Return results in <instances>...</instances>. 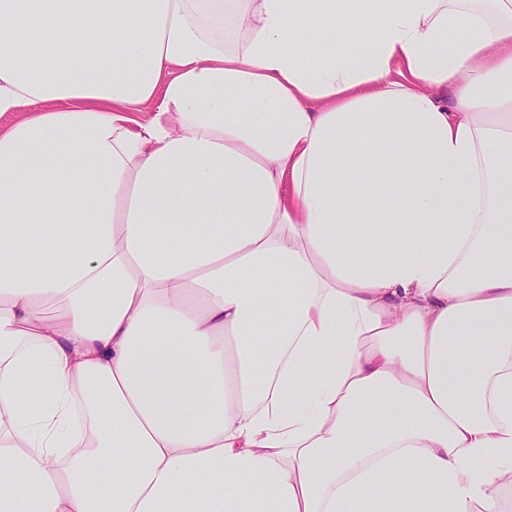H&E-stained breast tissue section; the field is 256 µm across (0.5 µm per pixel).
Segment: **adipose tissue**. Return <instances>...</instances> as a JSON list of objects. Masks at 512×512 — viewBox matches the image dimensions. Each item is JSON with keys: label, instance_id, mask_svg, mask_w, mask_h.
<instances>
[{"label": "adipose tissue", "instance_id": "obj_1", "mask_svg": "<svg viewBox=\"0 0 512 512\" xmlns=\"http://www.w3.org/2000/svg\"><path fill=\"white\" fill-rule=\"evenodd\" d=\"M492 79L512 0H0V512H503Z\"/></svg>", "mask_w": 512, "mask_h": 512}]
</instances>
